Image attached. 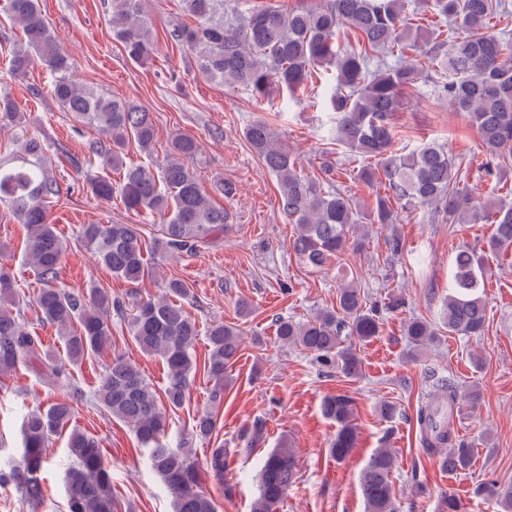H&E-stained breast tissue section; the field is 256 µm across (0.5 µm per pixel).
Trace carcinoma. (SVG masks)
Instances as JSON below:
<instances>
[{
	"label": "carcinoma",
	"instance_id": "cac0c4a2",
	"mask_svg": "<svg viewBox=\"0 0 512 512\" xmlns=\"http://www.w3.org/2000/svg\"><path fill=\"white\" fill-rule=\"evenodd\" d=\"M142 2L112 0L111 19L127 57L140 64L156 50ZM182 2L194 23L173 25L167 40L191 53L204 79L241 86L263 102L275 89L294 96L304 93L316 68L333 67L336 91L330 101L336 113V142L364 158L377 159V166L362 168L359 177L366 183L383 180L387 193L376 199L365 222L351 198L302 174L298 158L278 140L266 119L257 117L245 127V140L276 177L278 210L295 224L291 248L299 261L319 270L350 250L361 251L368 238L365 229L397 223L400 209L425 208L433 223L489 220L494 229L482 254L470 248L456 253L441 316L450 336L484 335L485 257L512 249V206L495 207L459 187L460 165L442 145L427 143L407 155L392 154V119L403 109L406 90L431 83L455 111L466 113L490 163L498 169L512 166V60L506 56L512 46L491 24L494 15L507 8L505 0H432L436 15L460 25L464 35L453 30L447 40L426 42L419 55L429 58L430 74L408 58L405 0H319L314 7L289 10L261 2L230 13L224 11V0ZM0 10L21 27L25 38L24 46L9 60L8 73L20 77L37 62L44 65L59 108L74 123L97 133L88 143L89 154L102 168L123 172L117 187L106 176L91 179L92 193L109 200L118 191L127 209L159 215L160 235L153 241L156 252L193 256L223 239L232 224L217 199L233 197L236 187L222 179L208 188L202 185L195 167L201 154L198 140L185 132L172 134L166 161L157 174L145 165H125L124 151L132 141L144 154L153 153L157 143L153 113L80 83L75 63L49 30L39 0H5ZM349 33L355 42L340 47L339 37ZM0 122L14 129L13 142L19 146L15 157L0 158V205L27 228V265L41 285L29 300L17 298L12 308L0 310V374L32 364L45 387L66 389L76 397L81 394L66 365L43 351L41 338L26 330L24 307L30 304L39 311L41 322L57 327L72 364L111 346L112 316L126 321L140 349L164 362L167 386L158 396L135 362L116 355L95 392L96 403L133 428L171 495L174 512H216L213 498L199 486L189 450L163 443L166 410L184 404L196 373L193 353L201 331L181 304L191 294L189 283L168 277L160 282L161 295L147 299L134 290L114 296L97 285L85 291L57 285L65 246L48 221L49 208L60 197L49 144L29 130L26 115L7 93L0 94ZM78 234L113 276L135 285L152 275L138 225L82 224ZM15 283L14 272L0 265V294H14ZM404 307L405 298L400 295L389 293L380 302L372 301L360 288L347 284L338 288L335 307L307 322L277 317L276 336L283 345L312 354L322 368L356 379L362 359L354 342L378 336L384 314ZM244 334L238 324L207 326V373L214 384L209 408L193 420L190 436L207 439L213 434L224 402V372L239 358ZM404 335L417 348L438 339L435 327L420 318L405 323ZM437 391L436 400L416 412L423 447L439 457L448 471L466 470L474 449L457 439L453 414L463 406L476 409L481 392L476 387L462 389L450 378L438 380ZM354 409L353 397L345 392L322 400V414L336 425L329 453L338 462L350 455L358 440ZM72 416L73 407L66 401L28 414L21 461L8 472L0 470V484L17 485L33 512L44 502V448L69 426ZM241 439L247 452L261 447L263 424L244 428ZM66 447L72 459L66 475L68 512H119L99 440L73 429ZM394 463L390 448H377L368 458L360 475L365 512H397L391 480ZM225 466L226 449H213L210 471L222 480ZM296 478L294 454L283 441L262 460L251 512H278ZM477 494L495 499L504 512H512V482L489 480Z\"/></svg>",
	"mask_w": 512,
	"mask_h": 512
}]
</instances>
